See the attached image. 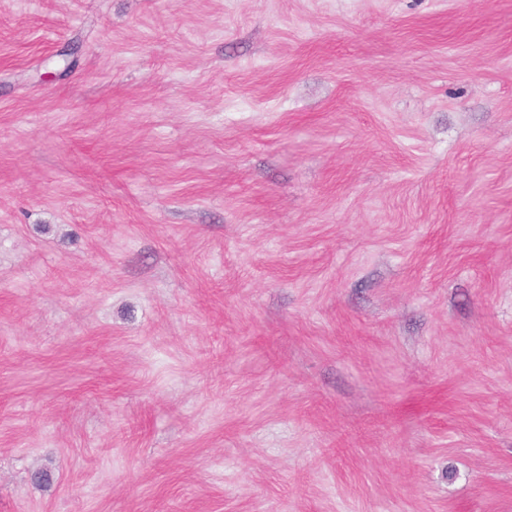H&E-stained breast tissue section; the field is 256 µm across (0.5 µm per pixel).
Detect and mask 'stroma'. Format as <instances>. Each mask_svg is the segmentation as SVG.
I'll use <instances>...</instances> for the list:
<instances>
[{"label":"stroma","mask_w":512,"mask_h":512,"mask_svg":"<svg viewBox=\"0 0 512 512\" xmlns=\"http://www.w3.org/2000/svg\"><path fill=\"white\" fill-rule=\"evenodd\" d=\"M0 512H512V0H0Z\"/></svg>","instance_id":"35a3bbf8"}]
</instances>
